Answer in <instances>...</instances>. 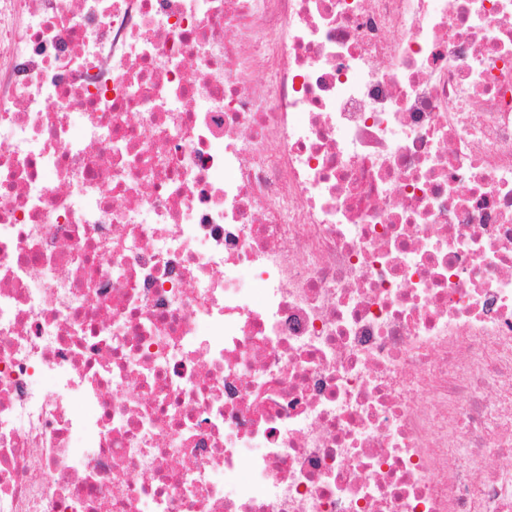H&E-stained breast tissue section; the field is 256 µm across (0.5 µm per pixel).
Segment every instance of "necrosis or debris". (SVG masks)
Wrapping results in <instances>:
<instances>
[{"mask_svg":"<svg viewBox=\"0 0 512 512\" xmlns=\"http://www.w3.org/2000/svg\"><path fill=\"white\" fill-rule=\"evenodd\" d=\"M0 512H512V0H0Z\"/></svg>","mask_w":512,"mask_h":512,"instance_id":"obj_1","label":"necrosis or debris"}]
</instances>
